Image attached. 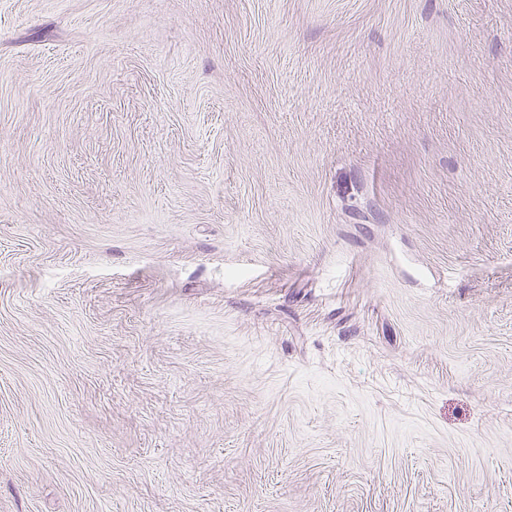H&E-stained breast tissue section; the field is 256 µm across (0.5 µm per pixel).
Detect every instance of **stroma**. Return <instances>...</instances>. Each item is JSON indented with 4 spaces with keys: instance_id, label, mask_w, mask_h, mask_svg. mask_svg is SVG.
I'll use <instances>...</instances> for the list:
<instances>
[{
    "instance_id": "1",
    "label": "stroma",
    "mask_w": 512,
    "mask_h": 512,
    "mask_svg": "<svg viewBox=\"0 0 512 512\" xmlns=\"http://www.w3.org/2000/svg\"><path fill=\"white\" fill-rule=\"evenodd\" d=\"M0 512H512V0H0Z\"/></svg>"
}]
</instances>
